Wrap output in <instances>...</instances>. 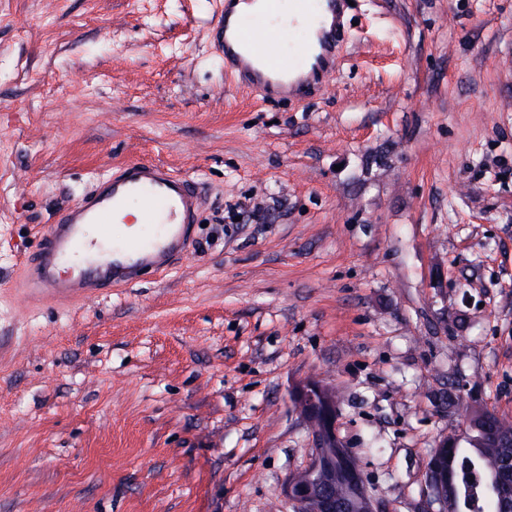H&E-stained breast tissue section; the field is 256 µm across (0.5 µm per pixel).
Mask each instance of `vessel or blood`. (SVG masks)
Masks as SVG:
<instances>
[{
    "label": "vessel or blood",
    "instance_id": "1",
    "mask_svg": "<svg viewBox=\"0 0 512 512\" xmlns=\"http://www.w3.org/2000/svg\"><path fill=\"white\" fill-rule=\"evenodd\" d=\"M294 2L301 15L318 20L294 57L280 50L282 32L245 20L233 0H224L212 28V50L223 59L225 71L264 98L275 91L320 88L336 68L334 35L346 0ZM133 199L141 202L142 220L152 226L151 235L128 238L114 233L116 218ZM200 205L196 182L175 175L162 164L124 163L98 180L40 236L20 280L25 297H63L80 288L92 298L112 287L137 282L144 271L172 266L189 252ZM77 255L84 258L78 278L63 277L61 265Z\"/></svg>",
    "mask_w": 512,
    "mask_h": 512
}]
</instances>
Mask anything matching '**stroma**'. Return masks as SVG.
I'll list each match as a JSON object with an SVG mask.
<instances>
[{"label": "stroma", "instance_id": "1", "mask_svg": "<svg viewBox=\"0 0 512 512\" xmlns=\"http://www.w3.org/2000/svg\"><path fill=\"white\" fill-rule=\"evenodd\" d=\"M221 9L0 0V512H292L311 378L382 512H420L464 406L512 419V0H355L304 100L225 75ZM134 160L200 186L188 255L25 302Z\"/></svg>", "mask_w": 512, "mask_h": 512}]
</instances>
